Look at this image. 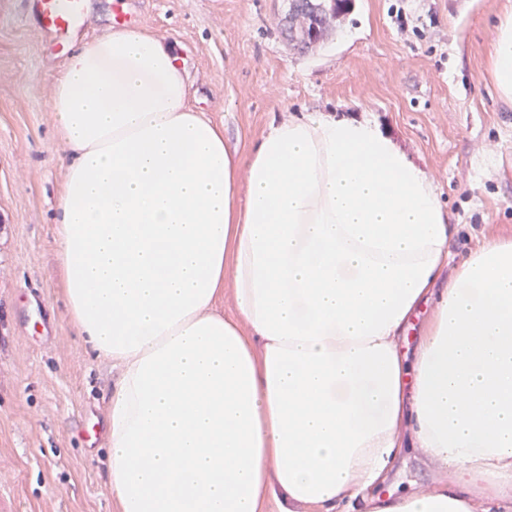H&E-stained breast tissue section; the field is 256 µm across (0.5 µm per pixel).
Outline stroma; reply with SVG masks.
I'll return each instance as SVG.
<instances>
[{
  "label": "stroma",
  "mask_w": 512,
  "mask_h": 512,
  "mask_svg": "<svg viewBox=\"0 0 512 512\" xmlns=\"http://www.w3.org/2000/svg\"><path fill=\"white\" fill-rule=\"evenodd\" d=\"M507 0H353L307 52L281 35L288 0H134L138 30L172 46L192 105L246 155L270 122L305 112L377 120L427 173L453 260L512 235V103L489 51ZM0 0V503L5 512H118L106 444L120 369L71 323L56 243L67 150L49 110L67 63ZM404 449L379 495L455 481Z\"/></svg>",
  "instance_id": "obj_1"
}]
</instances>
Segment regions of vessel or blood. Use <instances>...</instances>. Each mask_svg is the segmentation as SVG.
<instances>
[{
	"label": "vessel or blood",
	"mask_w": 512,
	"mask_h": 512,
	"mask_svg": "<svg viewBox=\"0 0 512 512\" xmlns=\"http://www.w3.org/2000/svg\"><path fill=\"white\" fill-rule=\"evenodd\" d=\"M28 18L47 38L65 51L89 21L86 0H26Z\"/></svg>",
	"instance_id": "1"
}]
</instances>
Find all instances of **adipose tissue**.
I'll list each match as a JSON object with an SVG mask.
<instances>
[{
  "instance_id": "obj_1",
  "label": "adipose tissue",
  "mask_w": 512,
  "mask_h": 512,
  "mask_svg": "<svg viewBox=\"0 0 512 512\" xmlns=\"http://www.w3.org/2000/svg\"><path fill=\"white\" fill-rule=\"evenodd\" d=\"M490 72L512 101V7ZM188 99L168 46L115 29L50 101L67 313L121 369L120 512H512V238L449 267L433 181L374 121L305 113L238 157ZM406 446L459 482L376 495ZM431 308L432 305L430 303H424L421 306L420 313L417 312L413 317L406 336L399 342V351L405 356L407 362H411L413 359L422 325L425 319L430 315Z\"/></svg>"
}]
</instances>
